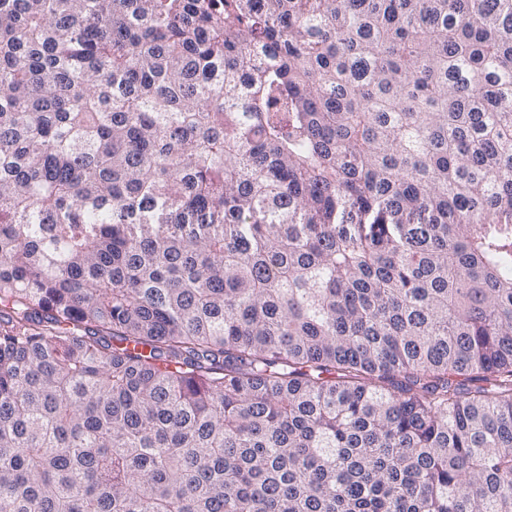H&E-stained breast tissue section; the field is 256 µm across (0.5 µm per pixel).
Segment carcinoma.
I'll use <instances>...</instances> for the list:
<instances>
[{
    "instance_id": "1",
    "label": "carcinoma",
    "mask_w": 512,
    "mask_h": 512,
    "mask_svg": "<svg viewBox=\"0 0 512 512\" xmlns=\"http://www.w3.org/2000/svg\"><path fill=\"white\" fill-rule=\"evenodd\" d=\"M512 0H0V512H512Z\"/></svg>"
}]
</instances>
